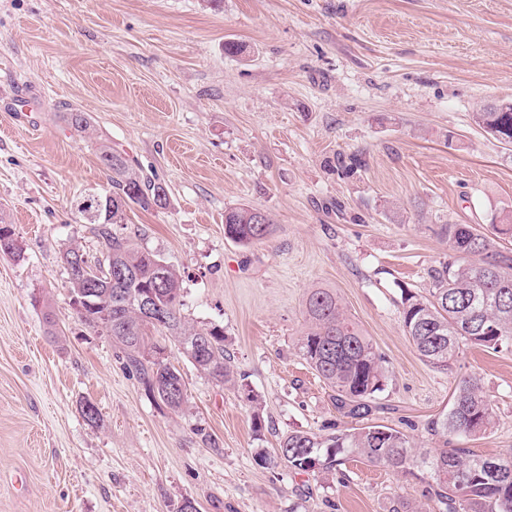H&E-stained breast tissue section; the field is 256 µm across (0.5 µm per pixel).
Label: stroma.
Segmentation results:
<instances>
[{
  "mask_svg": "<svg viewBox=\"0 0 512 512\" xmlns=\"http://www.w3.org/2000/svg\"><path fill=\"white\" fill-rule=\"evenodd\" d=\"M502 99L512 0H0V218L23 247L0 257V512H388L395 496L438 512L424 482L359 457L334 476L256 457L291 430L357 425L297 349L318 287L385 361L372 422L441 447L429 424L476 374L497 417L458 445L512 451V352L468 346L439 370L401 321L403 290L424 292L427 268L455 257L443 225L488 234L512 211V146L473 119ZM103 144L166 188V208L131 206L125 227L180 272L186 319L223 325L246 389L173 349L189 404L168 411L77 320L61 253L100 249L76 204L109 183ZM353 154V175L326 170ZM240 205L273 217L266 240L225 236Z\"/></svg>",
  "mask_w": 512,
  "mask_h": 512,
  "instance_id": "1",
  "label": "stroma"
}]
</instances>
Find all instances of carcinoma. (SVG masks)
<instances>
[{"label": "carcinoma", "instance_id": "cac0c4a2", "mask_svg": "<svg viewBox=\"0 0 512 512\" xmlns=\"http://www.w3.org/2000/svg\"><path fill=\"white\" fill-rule=\"evenodd\" d=\"M475 123L497 140L512 143V99L484 107ZM99 159L112 173L110 188L90 194L77 205L85 223L93 224L99 255L90 257L68 247L62 261L69 276L78 320L98 334L112 338L126 366L154 398L173 412L187 408L188 397L178 370L165 357L166 347L149 343L154 334L170 337L177 350L216 383L236 384L234 367L224 350V327L196 326L182 316L181 276L156 254L141 248L128 233L112 230L123 223L131 205L143 210L164 208L167 198L155 193L112 146L99 147ZM497 234L512 237V212L494 213ZM273 219L250 206L224 211V234L242 245L265 240ZM451 249L471 258L458 264L443 261L427 270L429 288L421 295L402 293V325L419 356L436 369L458 361L463 348L482 346L493 351L512 348V249L496 247L494 239L467 224H446ZM13 225L0 218V255L21 258L14 246ZM154 293V320L142 317V293ZM306 329L299 354L333 392L336 410L365 420L379 408L376 396L387 385L383 358L352 321L329 288H313L305 302ZM496 409L481 378L462 377L448 413L431 422L430 431L443 438L441 448H416L410 437L391 426L367 423L353 430L317 435L290 431L276 454H258L264 467L283 464L297 473H335L346 457L359 455L376 466L429 476L426 489L439 512H512V453L507 457H474L465 448L448 447V437H473L493 427Z\"/></svg>", "mask_w": 512, "mask_h": 512}]
</instances>
